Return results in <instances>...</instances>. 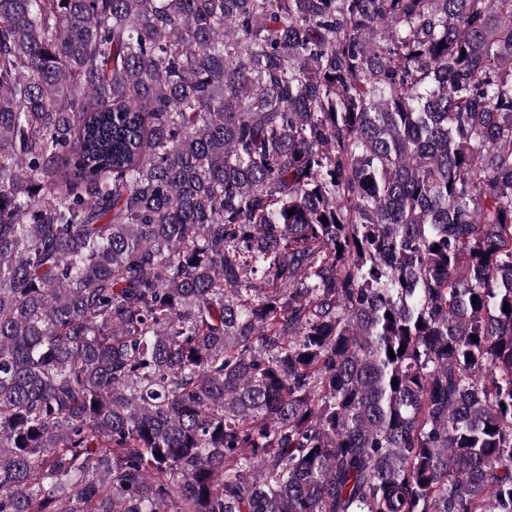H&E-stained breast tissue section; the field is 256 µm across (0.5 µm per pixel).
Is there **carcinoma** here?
Wrapping results in <instances>:
<instances>
[{"mask_svg":"<svg viewBox=\"0 0 512 512\" xmlns=\"http://www.w3.org/2000/svg\"><path fill=\"white\" fill-rule=\"evenodd\" d=\"M0 512H512V0H0Z\"/></svg>","mask_w":512,"mask_h":512,"instance_id":"carcinoma-1","label":"carcinoma"}]
</instances>
